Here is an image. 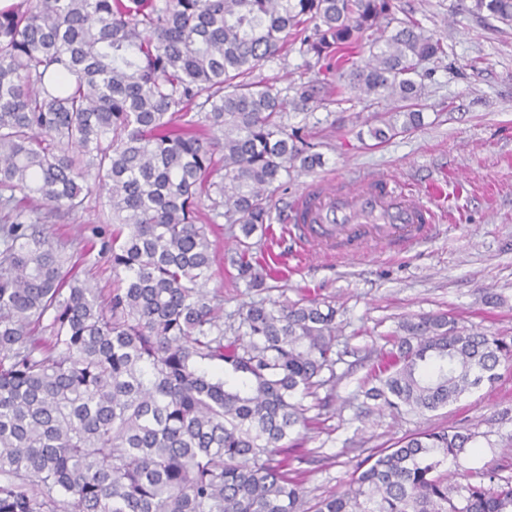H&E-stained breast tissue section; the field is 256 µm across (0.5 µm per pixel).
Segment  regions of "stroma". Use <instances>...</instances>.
I'll return each mask as SVG.
<instances>
[{"label": "stroma", "mask_w": 512, "mask_h": 512, "mask_svg": "<svg viewBox=\"0 0 512 512\" xmlns=\"http://www.w3.org/2000/svg\"><path fill=\"white\" fill-rule=\"evenodd\" d=\"M469 0H394L397 17L417 20L443 52L419 67L423 125L375 144L374 117L393 111L394 99L371 103L359 92L339 104L328 93L336 62L303 55L298 46L265 62L254 80L272 84L286 102L283 121L302 129L321 165L294 168L272 197V219L251 238L253 251L282 276L267 294L237 277L238 226L215 217L209 199L199 206L215 248L210 292L225 315L267 298L291 303L309 296L337 310L334 384L304 399L307 423L288 450V468L300 477L307 504L348 489L357 464L413 433L467 428L475 434L448 484L466 483L469 472L495 471L511 481L512 366L500 367L448 407L422 415L374 412L364 397L378 360L408 317L445 313L458 324L512 339V28L487 14L468 12ZM390 174L433 205L438 222L419 244L365 254H310L291 233L290 206L307 185ZM46 233L64 244L101 295L112 290V237L105 199L86 197L78 213L49 214Z\"/></svg>", "instance_id": "obj_1"}]
</instances>
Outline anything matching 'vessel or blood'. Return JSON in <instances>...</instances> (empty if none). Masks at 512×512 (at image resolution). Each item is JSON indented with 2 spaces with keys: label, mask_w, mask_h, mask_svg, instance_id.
I'll use <instances>...</instances> for the list:
<instances>
[{
  "label": "vessel or blood",
  "mask_w": 512,
  "mask_h": 512,
  "mask_svg": "<svg viewBox=\"0 0 512 512\" xmlns=\"http://www.w3.org/2000/svg\"><path fill=\"white\" fill-rule=\"evenodd\" d=\"M435 210L400 180L372 176L352 183L320 181L303 189L290 222L304 250L316 251L345 239L352 252L409 246L424 240Z\"/></svg>",
  "instance_id": "1"
}]
</instances>
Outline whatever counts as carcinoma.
<instances>
[{
  "mask_svg": "<svg viewBox=\"0 0 512 512\" xmlns=\"http://www.w3.org/2000/svg\"><path fill=\"white\" fill-rule=\"evenodd\" d=\"M512 27V0H471ZM368 59L346 70L366 35ZM300 36L336 78L397 111L381 143L423 124L419 62L443 53L393 0H18L0 9V512H307L281 454L303 399L334 378L336 307L253 301L232 335L206 290L212 242L197 199L270 223V188L312 168L285 102L253 72ZM221 160H216V155ZM106 188L112 296L80 280L43 210L75 213ZM365 397L424 414L512 362V343L446 314L401 324ZM224 367L227 377L207 365ZM329 377H324V373ZM475 434L409 435L357 465L312 512H512V483L448 487Z\"/></svg>",
  "mask_w": 512,
  "mask_h": 512,
  "instance_id": "cac0c4a2",
  "label": "carcinoma"
}]
</instances>
